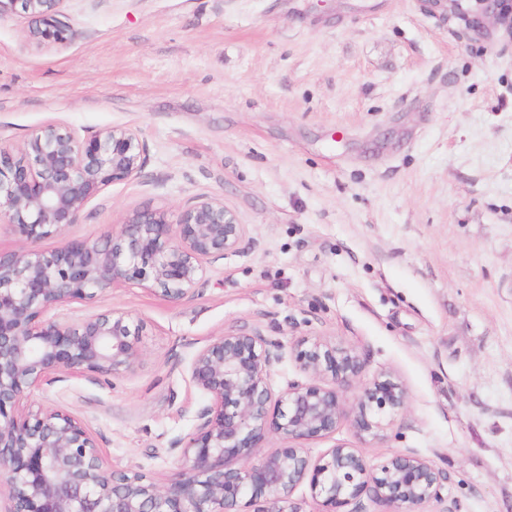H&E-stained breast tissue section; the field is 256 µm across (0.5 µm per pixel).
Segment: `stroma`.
<instances>
[{
	"label": "stroma",
	"instance_id": "1",
	"mask_svg": "<svg viewBox=\"0 0 512 512\" xmlns=\"http://www.w3.org/2000/svg\"><path fill=\"white\" fill-rule=\"evenodd\" d=\"M78 27L49 50L0 20V144L50 122L136 131L140 178L70 225L94 240L143 208L211 195L246 224L192 297L128 285L54 309L140 319L143 358L103 380L67 371L32 405L81 416L106 461L167 484L172 440L205 398L193 354L231 329L282 344L270 386L304 381L292 341L355 347L353 402L380 373L405 410L376 438L351 423L308 442L396 454L447 477L422 512H512V44L465 33L422 0H65Z\"/></svg>",
	"mask_w": 512,
	"mask_h": 512
}]
</instances>
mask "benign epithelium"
I'll return each mask as SVG.
<instances>
[{"mask_svg": "<svg viewBox=\"0 0 512 512\" xmlns=\"http://www.w3.org/2000/svg\"><path fill=\"white\" fill-rule=\"evenodd\" d=\"M65 0H0V20H31L27 42L39 50L78 33L62 10ZM467 31L512 41V0H423ZM146 145L126 127L85 136L48 123L23 145H0V224L24 240L0 249V491L4 512H231L242 500L260 512H292L289 496L309 481L312 496L342 506L374 484L390 512H420L446 476L430 461L396 454L375 470L355 449L335 446L313 462L304 443L350 420L360 437L379 436L407 404L408 392L391 373L365 385L350 404L338 388L361 371L354 347L300 337L295 359L306 375L273 397L269 378L281 344L259 331H227L197 350L192 386L209 399L195 412V432L170 443L181 461L165 486L142 472L108 465L86 421L56 408L33 409L31 391L68 370L122 376L140 363L142 325L122 310L71 323L48 313L72 301L93 300L136 284L171 301L194 294L206 264L235 251L246 225L223 200L200 196L172 214L139 209L120 230L72 240L66 229L106 187L142 173ZM58 239L44 252L38 244ZM271 435L292 446L259 454Z\"/></svg>", "mask_w": 512, "mask_h": 512, "instance_id": "1", "label": "benign epithelium"}]
</instances>
